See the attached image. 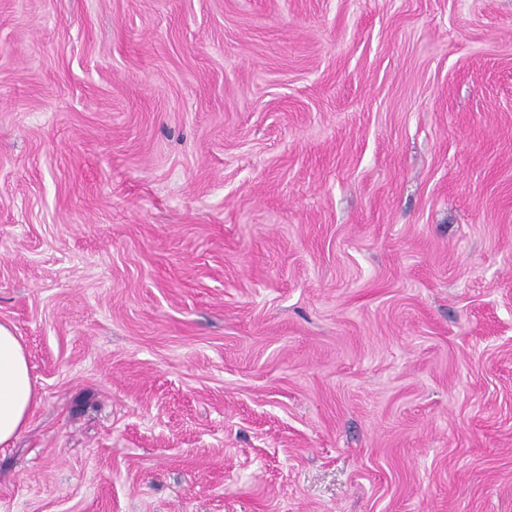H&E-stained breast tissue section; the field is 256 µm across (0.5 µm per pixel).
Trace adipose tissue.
<instances>
[{
  "instance_id": "obj_1",
  "label": "adipose tissue",
  "mask_w": 512,
  "mask_h": 512,
  "mask_svg": "<svg viewBox=\"0 0 512 512\" xmlns=\"http://www.w3.org/2000/svg\"><path fill=\"white\" fill-rule=\"evenodd\" d=\"M40 402L25 348L14 330L0 324V446H7Z\"/></svg>"
}]
</instances>
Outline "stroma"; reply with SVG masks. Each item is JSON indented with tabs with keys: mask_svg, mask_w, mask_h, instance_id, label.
<instances>
[{
	"mask_svg": "<svg viewBox=\"0 0 512 512\" xmlns=\"http://www.w3.org/2000/svg\"><path fill=\"white\" fill-rule=\"evenodd\" d=\"M0 512H512V0H0ZM40 403L20 336L0 324V446L6 447Z\"/></svg>",
	"mask_w": 512,
	"mask_h": 512,
	"instance_id": "35a3bbf8",
	"label": "stroma"
}]
</instances>
